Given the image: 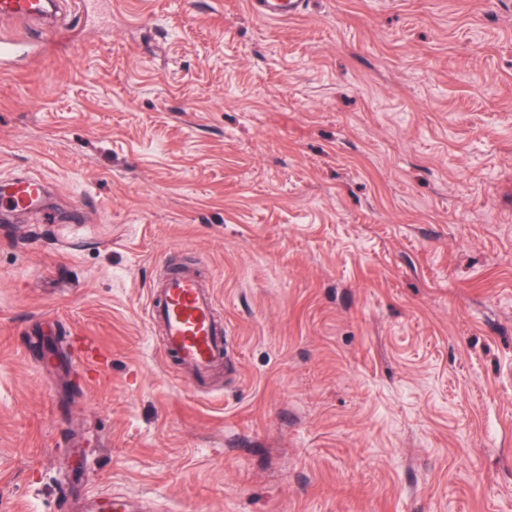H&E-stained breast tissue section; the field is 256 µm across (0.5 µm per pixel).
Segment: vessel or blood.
I'll return each mask as SVG.
<instances>
[{
  "label": "vessel or blood",
  "mask_w": 512,
  "mask_h": 512,
  "mask_svg": "<svg viewBox=\"0 0 512 512\" xmlns=\"http://www.w3.org/2000/svg\"><path fill=\"white\" fill-rule=\"evenodd\" d=\"M50 0H0V20L32 21L45 16ZM300 0H250L259 16L280 20L291 15ZM42 181L19 177L0 198L10 207L26 209L38 201ZM148 320L161 332L162 351L172 356L179 368L189 371L198 382H206L228 356L224 320L217 313L216 296L202 288L194 273L180 271L152 289Z\"/></svg>",
  "instance_id": "vessel-or-blood-1"
}]
</instances>
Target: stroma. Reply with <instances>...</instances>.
Masks as SVG:
<instances>
[{
    "mask_svg": "<svg viewBox=\"0 0 512 512\" xmlns=\"http://www.w3.org/2000/svg\"><path fill=\"white\" fill-rule=\"evenodd\" d=\"M0 73V512H512V0H99ZM213 289L177 378L149 290ZM301 0H251L247 1L248 7L259 16L268 20H280L288 18L292 14L293 6L301 3ZM44 189V182L27 177L12 181L6 189L0 190L3 201L14 209H27L38 201ZM148 320L161 332L162 351L200 383L228 356L227 332L217 313L216 296L201 288L191 271L177 272L152 289Z\"/></svg>",
    "mask_w": 512,
    "mask_h": 512,
    "instance_id": "1",
    "label": "stroma"
}]
</instances>
